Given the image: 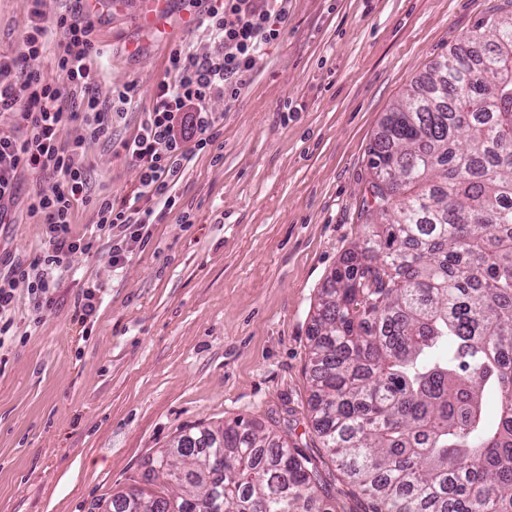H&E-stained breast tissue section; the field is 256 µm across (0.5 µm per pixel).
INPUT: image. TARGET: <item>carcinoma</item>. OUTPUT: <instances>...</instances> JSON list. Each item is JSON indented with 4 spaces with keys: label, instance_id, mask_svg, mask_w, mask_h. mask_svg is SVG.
<instances>
[{
    "label": "carcinoma",
    "instance_id": "carcinoma-1",
    "mask_svg": "<svg viewBox=\"0 0 512 512\" xmlns=\"http://www.w3.org/2000/svg\"><path fill=\"white\" fill-rule=\"evenodd\" d=\"M381 224L321 290L313 428L364 512H512V14L386 113ZM113 512H338L317 467L235 420L181 435Z\"/></svg>",
    "mask_w": 512,
    "mask_h": 512
}]
</instances>
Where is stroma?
Returning a JSON list of instances; mask_svg holds the SVG:
<instances>
[{"label": "stroma", "mask_w": 512, "mask_h": 512, "mask_svg": "<svg viewBox=\"0 0 512 512\" xmlns=\"http://www.w3.org/2000/svg\"><path fill=\"white\" fill-rule=\"evenodd\" d=\"M142 0L99 11L107 50L96 87L138 94L86 144L90 190L71 230L92 237L52 303L18 286L0 340V512H94L140 488L149 461L180 435L236 419L275 431L317 466L339 512H361L312 422V319L328 278L365 236L370 149L386 112L476 23L512 0H288L280 40L238 99L212 109L220 136L186 163L177 206L119 267L102 202L140 184L123 141L141 129L174 44H199L189 0H170L181 30L161 39ZM28 0H0V50L16 51ZM45 249L17 205L0 224V268ZM97 312H76L88 284Z\"/></svg>", "instance_id": "1"}]
</instances>
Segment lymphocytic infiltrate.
Segmentation results:
<instances>
[{"instance_id":"f902f5d3","label":"lymphocytic infiltrate","mask_w":512,"mask_h":512,"mask_svg":"<svg viewBox=\"0 0 512 512\" xmlns=\"http://www.w3.org/2000/svg\"><path fill=\"white\" fill-rule=\"evenodd\" d=\"M29 22L19 50L0 53V118L24 128L0 129V224L17 198L23 174L53 178L51 189L29 199L28 213L43 224L47 249L42 258L19 273H0V331L8 332L5 315L15 301L18 282L29 294L50 299L59 285L63 262L91 250L92 240L74 236L70 225L74 208L88 190L82 157L87 141L108 131V115L123 112L137 94L136 84L93 90L92 80L104 50L98 20L84 0H63L54 16H46L44 0H30ZM195 27L207 45L175 46L168 57L167 80L154 90V104L142 129L126 140V157L141 171L131 200L103 202L98 224L120 228L128 235L113 248V265L124 264L133 244L144 242L149 225L161 211L178 204L173 192L176 177L192 151L213 146L217 139L215 100L236 99L246 86L257 55L278 41L288 21V0H205ZM52 55L56 78H47L34 64ZM81 122L82 132L63 140L64 130Z\"/></svg>"}]
</instances>
